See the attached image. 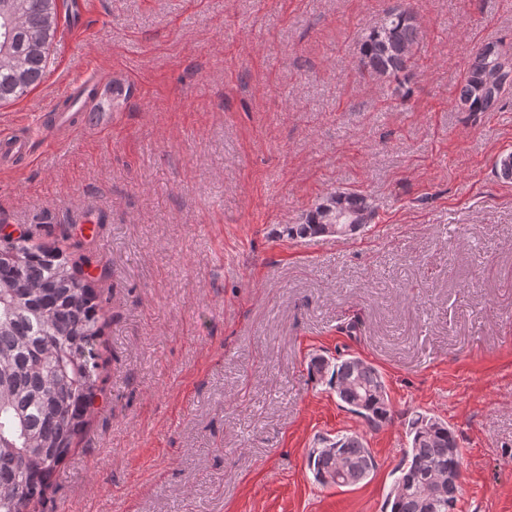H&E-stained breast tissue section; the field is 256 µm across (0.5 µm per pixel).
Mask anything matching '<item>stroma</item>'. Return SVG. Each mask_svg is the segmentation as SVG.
Here are the masks:
<instances>
[{
	"mask_svg": "<svg viewBox=\"0 0 512 512\" xmlns=\"http://www.w3.org/2000/svg\"><path fill=\"white\" fill-rule=\"evenodd\" d=\"M421 39L407 102L357 70L391 10ZM42 83L0 107L35 134L91 67L135 89L109 134L0 170V226L98 277L97 413L30 512H385L411 412L448 422L458 512H512V89L462 112L478 47L512 51V0H91ZM338 191L375 220L288 236ZM382 374L370 427L311 381L312 355ZM376 468L316 484L320 434Z\"/></svg>",
	"mask_w": 512,
	"mask_h": 512,
	"instance_id": "1",
	"label": "stroma"
}]
</instances>
